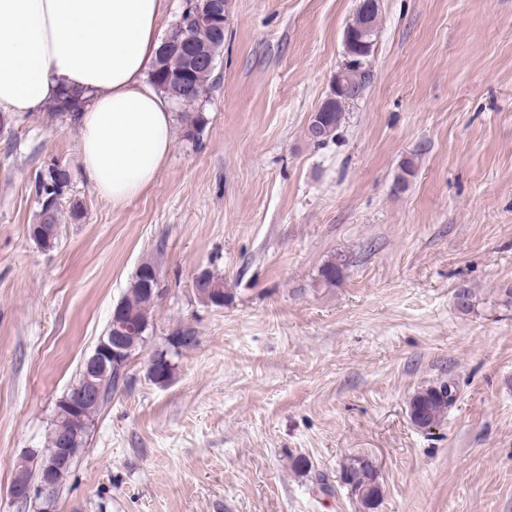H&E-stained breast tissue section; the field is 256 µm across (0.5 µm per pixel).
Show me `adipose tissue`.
Here are the masks:
<instances>
[{"label":"adipose tissue","instance_id":"obj_1","mask_svg":"<svg viewBox=\"0 0 512 512\" xmlns=\"http://www.w3.org/2000/svg\"><path fill=\"white\" fill-rule=\"evenodd\" d=\"M163 0H0V108L36 112L66 92L95 190L119 207L153 184L175 136L149 82Z\"/></svg>","mask_w":512,"mask_h":512}]
</instances>
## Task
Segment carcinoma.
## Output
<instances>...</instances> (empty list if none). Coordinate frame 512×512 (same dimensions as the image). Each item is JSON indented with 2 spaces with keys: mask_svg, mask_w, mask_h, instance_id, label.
Masks as SVG:
<instances>
[{
  "mask_svg": "<svg viewBox=\"0 0 512 512\" xmlns=\"http://www.w3.org/2000/svg\"><path fill=\"white\" fill-rule=\"evenodd\" d=\"M376 0H365L367 7L359 8L355 18L345 28L343 40L349 41L351 54L359 59L354 67L342 72L344 86L329 94L308 124L307 134L313 142L321 144L333 138L336 131L346 119V107L356 101V96L365 93L371 79L370 66L374 53V37L378 8ZM196 42L206 47L214 58L218 59L224 51V31H204L196 33ZM156 67L152 74L154 82H159L163 74L187 69L185 58L174 51L159 50ZM213 82V72L196 70L191 76V90L175 99L177 121L182 130V137L194 142L200 139L208 125L206 113L200 109L203 96ZM87 100L80 98L75 102L62 96L52 101L50 109L57 116L76 117L79 108L85 107ZM70 182V173L55 164L46 171L37 174L35 182L36 195L40 202L39 219L29 225L31 239L40 247H54L58 236V216L61 200ZM343 260L333 259L325 264L320 272L322 282L327 287L335 286L342 278ZM157 265L146 260L139 265L127 294L121 299L120 306L127 315L143 326H149V318L157 300L160 284L154 280L150 269ZM128 384L127 375L112 374L108 377L98 404L91 411L97 416L102 407L117 390ZM456 389L451 383H439L417 391L409 401V416L421 429L437 426L448 414V409L455 404ZM60 430L57 425L48 429L43 447L31 449L23 454L17 465V472L27 480L40 479L41 471L50 466L56 450L60 447ZM343 482L368 510L375 508L382 497L381 485L372 461L364 457H350L342 468Z\"/></svg>",
  "mask_w": 512,
  "mask_h": 512,
  "instance_id": "obj_1",
  "label": "carcinoma"
}]
</instances>
